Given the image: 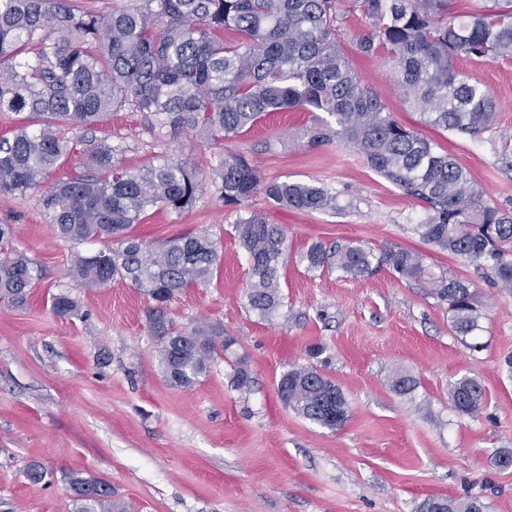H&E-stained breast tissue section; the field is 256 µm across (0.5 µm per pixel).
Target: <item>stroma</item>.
<instances>
[{
  "label": "stroma",
  "mask_w": 512,
  "mask_h": 512,
  "mask_svg": "<svg viewBox=\"0 0 512 512\" xmlns=\"http://www.w3.org/2000/svg\"><path fill=\"white\" fill-rule=\"evenodd\" d=\"M364 19H347L341 49L400 122L454 155L485 198L512 209V171L493 152L499 131L512 132V60L459 56L454 67L493 94L496 125L479 139L423 127L407 109L383 56L361 55ZM311 113L273 112L252 129L203 146L185 138L155 140L145 113L114 116L121 161L138 170L174 156L194 169L203 189L192 211L150 212L136 234L156 246L188 230L221 241V267L205 286L169 306L177 326L206 321L236 340L230 352L190 387L165 378L146 296L116 279L94 289L69 275L75 253L98 241L57 238L42 194L0 196V224L12 225L18 248L35 260L40 279L25 307L0 303V512H71L65 474L109 481L133 512H420L432 497H476L486 512H512V468L494 466L512 451V292L494 285L490 269L427 245L413 227L423 207L374 172L355 148L309 144ZM245 155L265 181H317L335 194L334 213L282 209L256 195L253 211L283 225L291 258L279 271L283 304L268 319L245 299L249 260L235 235V212L211 185L223 151ZM316 241L353 242L381 253L401 246L421 253L428 270L470 282L483 312L479 330L461 338L447 305L424 282L387 268L344 278L307 271L301 253ZM78 299L82 315L51 310L54 295ZM251 373L237 389L238 360ZM311 365L344 392L350 412L330 429L296 415L277 393L288 369ZM412 375L408 395L392 391L393 375ZM480 381L475 415L452 408L457 379ZM54 473L51 484L24 477L30 462Z\"/></svg>",
  "instance_id": "35a3bbf8"
}]
</instances>
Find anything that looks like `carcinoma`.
Returning <instances> with one entry per match:
<instances>
[{
    "label": "carcinoma",
    "instance_id": "carcinoma-1",
    "mask_svg": "<svg viewBox=\"0 0 512 512\" xmlns=\"http://www.w3.org/2000/svg\"><path fill=\"white\" fill-rule=\"evenodd\" d=\"M451 0H123L106 14L78 0H0V115H19L12 135L0 137V196H24L80 150L81 170L48 187L43 207L54 234L74 244L108 240L93 254L77 253L69 274L84 288L116 277L151 299L149 323L168 381L191 386L235 345L210 323L178 327L168 304L183 290L210 283L219 269V241L187 231L155 248L132 233L147 211H190L202 183L186 162L169 158L132 171L126 151L108 137L85 132L128 108L153 117L158 138L188 135L221 146L254 127L267 112H315L310 145L333 140L356 148L368 166L423 205L414 227L443 251L490 267L495 285L512 291V211L484 198L467 172L416 130L395 120L373 87L348 62L339 42L346 18L367 27L357 50L382 54L397 74L400 96L421 122L476 138L492 129L493 96L458 72L461 55L512 59V0H485L455 15ZM233 39H224V32ZM324 116H318V113ZM211 183L248 255L249 309L263 318L282 306L279 268L288 257L285 228L251 210L262 192L300 211L330 212L336 196L314 182L261 179L245 156L227 153ZM309 271L344 277L386 266L407 280H426L430 295L448 305L451 328L469 336L482 317L471 283L430 275L422 256L390 248L377 256L352 243L311 244L301 256ZM39 280L38 267L13 245V225L0 224V301L20 307ZM63 319L81 306L69 294L52 297ZM281 400L298 416L334 428L348 417L343 391L312 366L292 367L277 383ZM484 389L471 377L449 389L452 408L474 415ZM39 463L31 483L51 482ZM73 512H128L112 498V484L74 473L68 477ZM484 512L477 498L428 499L422 512Z\"/></svg>",
    "mask_w": 512,
    "mask_h": 512
}]
</instances>
